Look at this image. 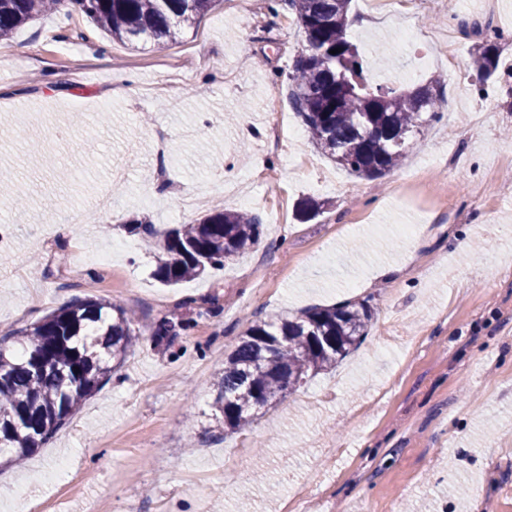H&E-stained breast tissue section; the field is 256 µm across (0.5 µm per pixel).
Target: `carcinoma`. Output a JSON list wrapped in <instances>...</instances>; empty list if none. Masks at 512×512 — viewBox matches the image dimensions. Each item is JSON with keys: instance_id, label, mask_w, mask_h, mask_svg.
I'll return each mask as SVG.
<instances>
[{"instance_id": "obj_1", "label": "carcinoma", "mask_w": 512, "mask_h": 512, "mask_svg": "<svg viewBox=\"0 0 512 512\" xmlns=\"http://www.w3.org/2000/svg\"><path fill=\"white\" fill-rule=\"evenodd\" d=\"M217 0H0V40L46 14L74 7L114 40L157 45L176 42ZM351 0H288L305 35V51L289 74L292 102L313 144L358 176L380 177L397 168L405 145L395 140L434 118L442 103L435 82L414 91L373 84L368 61L347 36ZM338 48L340 52L329 53ZM472 67L482 80L499 67L495 44L475 47ZM260 218L215 206L194 224L165 233L154 271L172 286L224 267L257 247ZM369 301L313 307L289 319L250 326L224 358L216 389L213 429L247 430L318 374L331 370L367 336ZM127 311L103 300H79L46 315L25 334L23 352L0 348V455L18 457L47 443L88 397L123 367L142 339ZM189 329L163 317L159 343Z\"/></svg>"}]
</instances>
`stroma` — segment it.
<instances>
[{
    "label": "stroma",
    "instance_id": "35a3bbf8",
    "mask_svg": "<svg viewBox=\"0 0 512 512\" xmlns=\"http://www.w3.org/2000/svg\"><path fill=\"white\" fill-rule=\"evenodd\" d=\"M273 4L219 0L160 46L56 15L0 42V226L12 232L0 342L16 348V331L81 299L135 311L143 336L51 441L0 466V512L44 501L87 512L94 498L112 512H283L302 487L319 512H512V0L393 12L364 30L368 2L352 0L348 36L377 84L443 85L438 118L377 179L336 166L305 134L277 146L240 137L279 111L302 124L288 75L305 37ZM488 40L502 67L483 84L470 63ZM15 176L25 199L5 185ZM202 185L209 202L259 216V249L164 286L157 239L127 225L192 223L200 211L180 213L177 199ZM365 299L373 325L341 364L247 431L209 432L214 380L249 326ZM163 316L190 328L156 345Z\"/></svg>",
    "mask_w": 512,
    "mask_h": 512
}]
</instances>
